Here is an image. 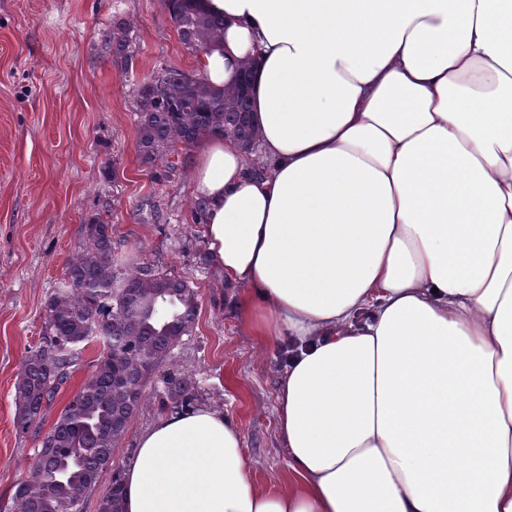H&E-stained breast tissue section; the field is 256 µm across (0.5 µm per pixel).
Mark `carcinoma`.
<instances>
[{"label": "carcinoma", "mask_w": 512, "mask_h": 512, "mask_svg": "<svg viewBox=\"0 0 512 512\" xmlns=\"http://www.w3.org/2000/svg\"><path fill=\"white\" fill-rule=\"evenodd\" d=\"M193 2L164 5L186 50L203 54L224 36V21L197 11ZM135 39L131 25L115 15L102 31L101 53L127 68ZM134 104L137 150L151 168L204 134L231 137L247 148L255 144V129L245 118L250 100L239 85L215 91L198 75L167 66L138 86ZM44 311V334L22 362L14 398V424L21 432L35 430L38 450L15 485L9 512H83L84 495L112 465L148 382L192 328L196 291L189 281L136 261L112 239L111 221L95 217L83 225L78 251ZM93 341L101 345L93 370L41 432L46 410ZM194 387L189 376L167 382L174 399ZM122 493V484L112 482L99 512H123Z\"/></svg>", "instance_id": "1"}]
</instances>
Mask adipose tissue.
<instances>
[{
	"mask_svg": "<svg viewBox=\"0 0 512 512\" xmlns=\"http://www.w3.org/2000/svg\"><path fill=\"white\" fill-rule=\"evenodd\" d=\"M200 77L250 68L261 165L205 136L194 197L242 329L296 351L289 479L183 405L124 512H512V0H198Z\"/></svg>",
	"mask_w": 512,
	"mask_h": 512,
	"instance_id": "adipose-tissue-1",
	"label": "adipose tissue"
}]
</instances>
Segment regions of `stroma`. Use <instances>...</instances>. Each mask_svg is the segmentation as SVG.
Wrapping results in <instances>:
<instances>
[{"label": "stroma", "mask_w": 512, "mask_h": 512, "mask_svg": "<svg viewBox=\"0 0 512 512\" xmlns=\"http://www.w3.org/2000/svg\"><path fill=\"white\" fill-rule=\"evenodd\" d=\"M136 34L129 70L99 51L113 17ZM198 58L179 41L163 0H0V512L33 462L34 433L14 426L15 387L27 350L44 332V303L57 288L91 217L142 261L190 281L197 318L146 387L112 464L84 499L98 512L121 479L139 436L176 407L173 375L192 377L189 401L222 410L239 428L260 485L288 474L274 401L289 340L262 344L232 312V290L213 267L193 195L192 151L175 168L147 170L136 149L134 93L152 72L193 73Z\"/></svg>", "instance_id": "35a3bbf8"}]
</instances>
